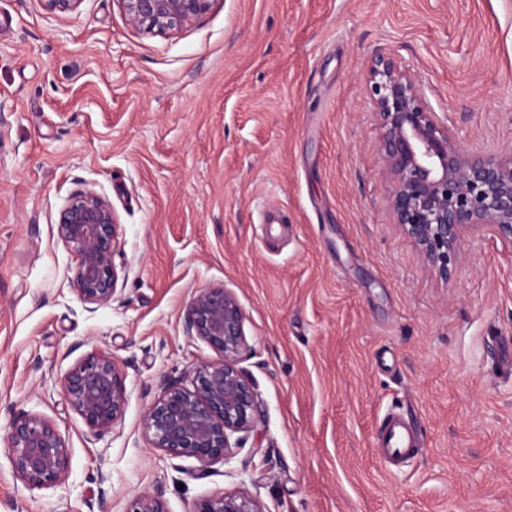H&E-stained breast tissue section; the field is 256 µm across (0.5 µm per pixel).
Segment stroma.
<instances>
[{"label": "stroma", "mask_w": 512, "mask_h": 512, "mask_svg": "<svg viewBox=\"0 0 512 512\" xmlns=\"http://www.w3.org/2000/svg\"><path fill=\"white\" fill-rule=\"evenodd\" d=\"M395 52L460 144L512 146V0H213L169 36L116 0L69 15L0 0V512H168L249 489L265 512H512V244L469 232L441 280L392 224L362 73ZM92 187L120 223L122 303L89 309L56 235ZM286 223H261L258 208ZM245 313L262 405L229 461L152 448L164 383L216 353L183 332L195 289ZM130 393L89 438L59 385L92 350ZM37 412L70 447L65 485L29 490L6 447ZM396 412L418 452L375 453ZM126 512H168L161 491H143L130 502Z\"/></svg>", "instance_id": "35a3bbf8"}]
</instances>
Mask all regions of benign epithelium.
<instances>
[{
	"instance_id": "7a95c632",
	"label": "benign epithelium",
	"mask_w": 512,
	"mask_h": 512,
	"mask_svg": "<svg viewBox=\"0 0 512 512\" xmlns=\"http://www.w3.org/2000/svg\"><path fill=\"white\" fill-rule=\"evenodd\" d=\"M59 15L83 0H43ZM127 22L145 33L180 31L206 13L213 0H116ZM363 83L379 128L383 173L393 183L392 223L419 249L443 280L452 275L466 232L486 228L512 243V148L484 154L464 148L435 112L415 76L391 52L366 64ZM75 259L73 281L79 300L96 307L120 300L114 263L119 223L111 203L93 188L71 195L56 227ZM245 312L236 294L222 285L195 291L183 330L219 353L198 361L189 383L168 382L140 422L144 438L171 458L192 457L206 465L233 457L261 421L260 400L239 367L248 347ZM72 409L96 436L122 421L129 393L112 356L95 350L60 379ZM7 448L13 473L31 489L65 483L69 447L56 424L31 412L9 425ZM126 512H168L162 492L143 491ZM196 512H264L247 487L207 498Z\"/></svg>"
}]
</instances>
